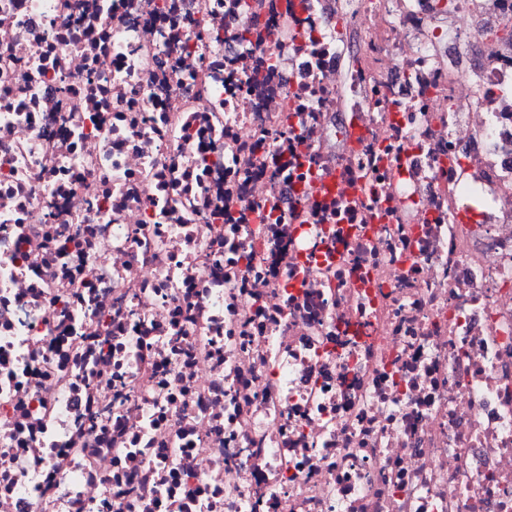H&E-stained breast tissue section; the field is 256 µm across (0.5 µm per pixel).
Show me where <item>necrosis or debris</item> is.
I'll return each mask as SVG.
<instances>
[{
    "label": "necrosis or debris",
    "instance_id": "1",
    "mask_svg": "<svg viewBox=\"0 0 512 512\" xmlns=\"http://www.w3.org/2000/svg\"><path fill=\"white\" fill-rule=\"evenodd\" d=\"M251 3L0 0V512H512V0Z\"/></svg>",
    "mask_w": 512,
    "mask_h": 512
}]
</instances>
